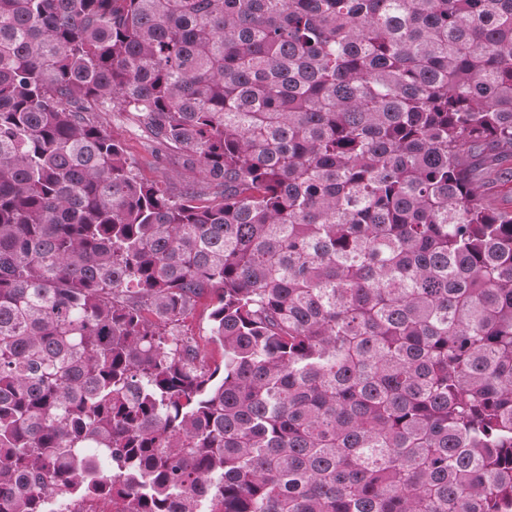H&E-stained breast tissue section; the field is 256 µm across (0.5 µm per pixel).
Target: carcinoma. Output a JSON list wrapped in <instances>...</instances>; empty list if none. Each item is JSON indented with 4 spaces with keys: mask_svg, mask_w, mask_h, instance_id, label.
<instances>
[{
    "mask_svg": "<svg viewBox=\"0 0 512 512\" xmlns=\"http://www.w3.org/2000/svg\"><path fill=\"white\" fill-rule=\"evenodd\" d=\"M484 153L512 0H0V512H512ZM113 113L115 112H94L108 131L123 141L140 177L146 181L161 182L165 172L178 187L195 177V174L183 168V159L178 150H162L157 157L151 155L147 140L133 123ZM214 301L213 294H206L198 299L195 309L181 326L183 333L198 343L206 360L212 366L220 364L223 360V349L210 339L209 313Z\"/></svg>",
    "mask_w": 512,
    "mask_h": 512,
    "instance_id": "cac0c4a2",
    "label": "carcinoma"
}]
</instances>
